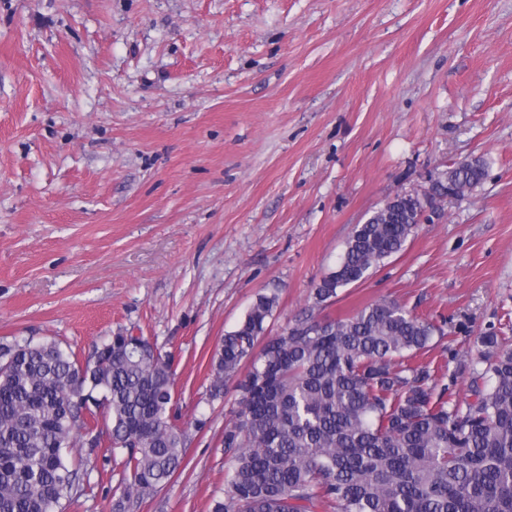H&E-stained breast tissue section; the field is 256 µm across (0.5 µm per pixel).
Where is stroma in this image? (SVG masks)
Returning a JSON list of instances; mask_svg holds the SVG:
<instances>
[{
	"label": "stroma",
	"mask_w": 512,
	"mask_h": 512,
	"mask_svg": "<svg viewBox=\"0 0 512 512\" xmlns=\"http://www.w3.org/2000/svg\"><path fill=\"white\" fill-rule=\"evenodd\" d=\"M476 157L483 181L323 311L443 325L426 359L460 401L478 336L512 349V0H0V338L84 359L125 326L173 353L197 422L135 512H211L224 334L261 294L280 331L355 225ZM75 468L63 512H112L111 448Z\"/></svg>",
	"instance_id": "1"
}]
</instances>
